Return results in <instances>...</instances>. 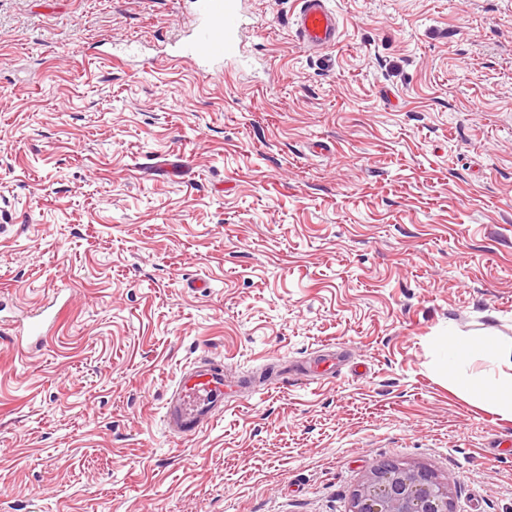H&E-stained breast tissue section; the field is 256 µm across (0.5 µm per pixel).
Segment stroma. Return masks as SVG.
I'll list each match as a JSON object with an SVG mask.
<instances>
[{"mask_svg":"<svg viewBox=\"0 0 512 512\" xmlns=\"http://www.w3.org/2000/svg\"><path fill=\"white\" fill-rule=\"evenodd\" d=\"M332 2L319 55L238 0L250 64L205 79L192 0H0V512H350L384 460L512 512V418L437 348L512 344V0ZM200 361L224 413L182 438ZM56 302L50 307L31 310L21 316V323L14 330L18 353L28 354L44 345L55 326L59 312L64 308V303L58 310L53 308ZM224 395V369H185L166 404L164 420L174 433L189 437L211 423L221 410Z\"/></svg>","mask_w":512,"mask_h":512,"instance_id":"obj_1","label":"stroma"}]
</instances>
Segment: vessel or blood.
<instances>
[{
    "label": "vessel or blood",
    "mask_w": 512,
    "mask_h": 512,
    "mask_svg": "<svg viewBox=\"0 0 512 512\" xmlns=\"http://www.w3.org/2000/svg\"><path fill=\"white\" fill-rule=\"evenodd\" d=\"M330 2L298 0L293 25L304 48L320 53L339 44V18ZM194 4L195 24L187 40L175 49L174 58L192 62L203 77L210 79L222 73L226 62L243 60L237 43L241 14L236 0H194ZM57 318L58 312L53 307L23 315L14 330L18 353L27 354L42 347ZM223 395L222 367L185 369L166 404L167 427L183 437L195 435L215 419Z\"/></svg>",
    "instance_id": "vessel-or-blood-1"
}]
</instances>
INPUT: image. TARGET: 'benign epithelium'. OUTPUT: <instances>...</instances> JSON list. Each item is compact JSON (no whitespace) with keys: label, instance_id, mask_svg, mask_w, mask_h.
Segmentation results:
<instances>
[{"label":"benign epithelium","instance_id":"7a95c632","mask_svg":"<svg viewBox=\"0 0 512 512\" xmlns=\"http://www.w3.org/2000/svg\"><path fill=\"white\" fill-rule=\"evenodd\" d=\"M352 512H453L450 484L426 468L383 461L355 490Z\"/></svg>","mask_w":512,"mask_h":512}]
</instances>
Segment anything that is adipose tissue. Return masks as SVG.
Listing matches in <instances>:
<instances>
[{"label":"adipose tissue","mask_w":512,"mask_h":512,"mask_svg":"<svg viewBox=\"0 0 512 512\" xmlns=\"http://www.w3.org/2000/svg\"><path fill=\"white\" fill-rule=\"evenodd\" d=\"M438 345L444 354L449 379H458L464 365L483 360L499 366L512 364V347L503 346L492 336H469L452 333L440 337ZM466 388L483 403L499 413L512 416V373L489 376L482 382H467Z\"/></svg>","instance_id":"adipose-tissue-1"}]
</instances>
